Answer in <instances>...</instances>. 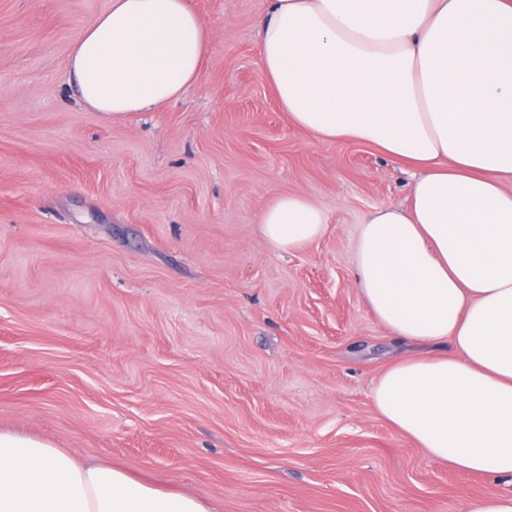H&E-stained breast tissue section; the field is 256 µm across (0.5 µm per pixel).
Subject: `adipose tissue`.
<instances>
[{"mask_svg":"<svg viewBox=\"0 0 512 512\" xmlns=\"http://www.w3.org/2000/svg\"><path fill=\"white\" fill-rule=\"evenodd\" d=\"M209 39L188 0H110L71 45L69 81L105 118L154 112L195 83ZM258 48L295 126L420 171L407 207L354 236L368 309L419 348L380 373L375 409L450 468L512 477V0H269ZM259 223L289 253L328 215L288 194ZM0 512L214 510L0 430Z\"/></svg>","mask_w":512,"mask_h":512,"instance_id":"adipose-tissue-1","label":"adipose tissue"}]
</instances>
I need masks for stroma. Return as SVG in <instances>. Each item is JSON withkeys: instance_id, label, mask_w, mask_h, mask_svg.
I'll return each mask as SVG.
<instances>
[{"instance_id": "35a3bbf8", "label": "stroma", "mask_w": 512, "mask_h": 512, "mask_svg": "<svg viewBox=\"0 0 512 512\" xmlns=\"http://www.w3.org/2000/svg\"><path fill=\"white\" fill-rule=\"evenodd\" d=\"M196 83L105 119L67 57L109 0H0V429L218 512H461L512 481L429 458L375 411L411 352L355 285L353 236L413 169L288 119L258 54L268 0H189ZM326 208L283 253L261 208Z\"/></svg>"}]
</instances>
